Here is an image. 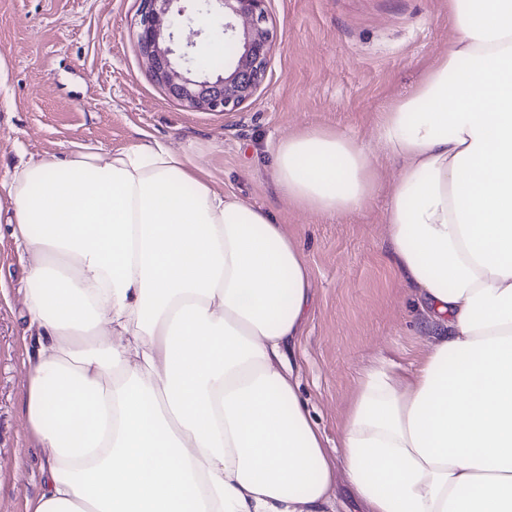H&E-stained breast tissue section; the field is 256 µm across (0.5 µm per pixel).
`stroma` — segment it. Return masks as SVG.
I'll return each instance as SVG.
<instances>
[{
    "instance_id": "1",
    "label": "stroma",
    "mask_w": 512,
    "mask_h": 512,
    "mask_svg": "<svg viewBox=\"0 0 512 512\" xmlns=\"http://www.w3.org/2000/svg\"><path fill=\"white\" fill-rule=\"evenodd\" d=\"M139 0H0V178L30 155L81 144L119 150L141 136L188 153L216 190L272 211L312 273L311 304L289 356L332 462L367 368L415 370L430 338L399 274L384 222L398 163L380 157V192L324 217L278 193L272 143L320 126L371 144L391 101L413 91L455 33L448 0H269L266 77L238 111H192L154 82L137 45ZM24 271L0 231V512H27L44 456L24 419L28 357Z\"/></svg>"
}]
</instances>
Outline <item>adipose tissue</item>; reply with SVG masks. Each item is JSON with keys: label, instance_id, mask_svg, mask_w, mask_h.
I'll return each instance as SVG.
<instances>
[{"label": "adipose tissue", "instance_id": "1", "mask_svg": "<svg viewBox=\"0 0 512 512\" xmlns=\"http://www.w3.org/2000/svg\"><path fill=\"white\" fill-rule=\"evenodd\" d=\"M455 36L378 120L400 163L385 222L426 306L411 375L359 380L340 467L286 349L311 276L269 210L155 139L77 145L0 180L37 348L24 394L44 451L28 512H512V0H448ZM296 208L344 216L375 154L322 127L279 139Z\"/></svg>", "mask_w": 512, "mask_h": 512}]
</instances>
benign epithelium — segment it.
Segmentation results:
<instances>
[{
    "label": "benign epithelium",
    "instance_id": "obj_1",
    "mask_svg": "<svg viewBox=\"0 0 512 512\" xmlns=\"http://www.w3.org/2000/svg\"><path fill=\"white\" fill-rule=\"evenodd\" d=\"M140 2V55L170 97L194 111L235 112L255 95L272 51L270 30L263 25L268 0H197L198 15L222 16L224 41L233 47L232 63L217 74L193 71V54L174 48L175 31L196 22L179 6L182 0Z\"/></svg>",
    "mask_w": 512,
    "mask_h": 512
}]
</instances>
